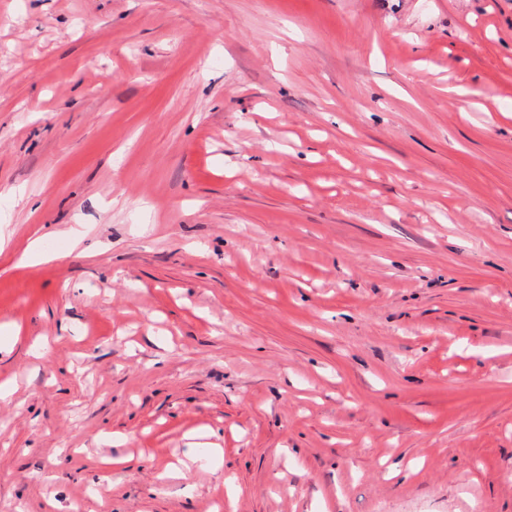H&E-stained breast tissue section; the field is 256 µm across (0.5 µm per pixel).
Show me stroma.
<instances>
[{
  "instance_id": "35a3bbf8",
  "label": "stroma",
  "mask_w": 512,
  "mask_h": 512,
  "mask_svg": "<svg viewBox=\"0 0 512 512\" xmlns=\"http://www.w3.org/2000/svg\"><path fill=\"white\" fill-rule=\"evenodd\" d=\"M0 232V512H512V0H0Z\"/></svg>"
}]
</instances>
